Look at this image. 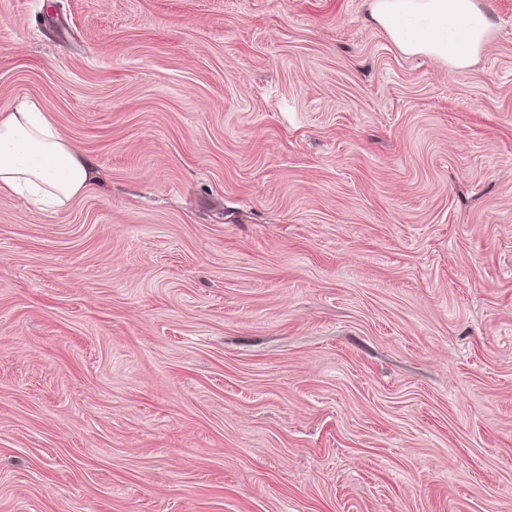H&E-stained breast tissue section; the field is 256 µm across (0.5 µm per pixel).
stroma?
<instances>
[{"mask_svg":"<svg viewBox=\"0 0 512 512\" xmlns=\"http://www.w3.org/2000/svg\"><path fill=\"white\" fill-rule=\"evenodd\" d=\"M473 61L370 0H0V512H512V0ZM97 180L93 162L63 139L28 99L0 113V193L29 198L40 208H62Z\"/></svg>","mask_w":512,"mask_h":512,"instance_id":"stroma-1","label":"stroma"}]
</instances>
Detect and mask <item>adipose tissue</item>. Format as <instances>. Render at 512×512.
Returning <instances> with one entry per match:
<instances>
[{"label": "adipose tissue", "instance_id": "1", "mask_svg": "<svg viewBox=\"0 0 512 512\" xmlns=\"http://www.w3.org/2000/svg\"><path fill=\"white\" fill-rule=\"evenodd\" d=\"M372 17L402 53L458 67L471 62L490 30L474 0H372ZM96 180L93 162L58 134L35 102L0 113V193L61 208Z\"/></svg>", "mask_w": 512, "mask_h": 512}]
</instances>
